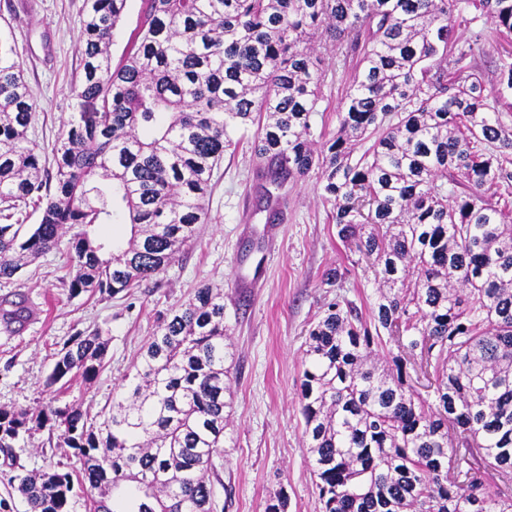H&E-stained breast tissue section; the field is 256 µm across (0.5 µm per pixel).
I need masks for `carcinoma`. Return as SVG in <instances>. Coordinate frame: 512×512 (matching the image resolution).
Instances as JSON below:
<instances>
[{"mask_svg": "<svg viewBox=\"0 0 512 512\" xmlns=\"http://www.w3.org/2000/svg\"><path fill=\"white\" fill-rule=\"evenodd\" d=\"M126 0H84L78 111L29 145L37 92L0 44V280L56 250L71 295L112 297L165 271L207 223L212 177L257 127L271 185L317 170L342 245L377 285L308 330L298 394L320 512H512V131L456 69L459 21L512 32V0H144L112 66ZM474 14L465 17V13ZM358 56L336 135L316 144L325 57ZM369 147L355 156L358 146ZM41 211L37 224L16 218ZM122 213L127 243L100 227ZM0 313L5 329L25 309ZM224 294L203 285L157 321L109 410L0 408V467L27 512H218L230 403ZM108 341L72 336L48 384L96 379ZM80 470L30 474L29 423ZM499 481L497 492L490 491Z\"/></svg>", "mask_w": 512, "mask_h": 512, "instance_id": "obj_1", "label": "carcinoma"}]
</instances>
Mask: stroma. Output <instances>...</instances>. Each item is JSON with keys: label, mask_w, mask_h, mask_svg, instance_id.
Masks as SVG:
<instances>
[{"label": "stroma", "mask_w": 512, "mask_h": 512, "mask_svg": "<svg viewBox=\"0 0 512 512\" xmlns=\"http://www.w3.org/2000/svg\"><path fill=\"white\" fill-rule=\"evenodd\" d=\"M82 5L83 0H0V39L12 45L38 95L28 137L46 159L78 109L73 87L80 74ZM477 35L483 50L467 65L487 88L498 89L499 62L512 60V35L464 22L456 29L462 43ZM324 69L314 131L329 135L338 128L350 73L332 57ZM316 182L313 173L291 179L278 197L267 198L269 182L243 144L225 154L214 172L207 224L155 280L112 298L73 296L62 284L66 259L52 251L25 268L18 281L0 282L1 299L23 300L31 310L20 332L0 329V407L34 415L53 401L94 412L111 405L158 318L207 284L224 295L233 344L224 486L218 491L224 512H265L282 489L288 512H319L297 397L306 331L336 292L369 310L373 284L339 243L332 204ZM268 224L281 225L282 231L277 255L264 269L263 288L255 293L235 288V276L250 274L259 260L255 244ZM338 266L351 270L339 291L323 282L326 270ZM94 330L109 340L99 376L67 387L48 385L57 350L76 332ZM47 437L46 429L31 425L19 450L27 470L79 468L73 449L51 446Z\"/></svg>", "instance_id": "35a3bbf8"}]
</instances>
